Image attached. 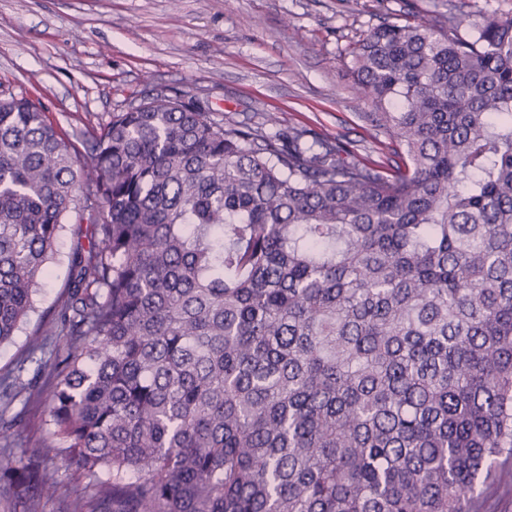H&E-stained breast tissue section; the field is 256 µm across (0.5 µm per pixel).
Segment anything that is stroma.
<instances>
[{
  "instance_id": "obj_1",
  "label": "stroma",
  "mask_w": 512,
  "mask_h": 512,
  "mask_svg": "<svg viewBox=\"0 0 512 512\" xmlns=\"http://www.w3.org/2000/svg\"><path fill=\"white\" fill-rule=\"evenodd\" d=\"M449 0H0V94L40 103L79 143L127 102L163 92L217 121L275 118L382 160L369 104L352 86L350 45L380 21H428ZM84 239L59 238L52 276L0 374L27 357L26 335L55 309Z\"/></svg>"
}]
</instances>
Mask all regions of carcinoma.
<instances>
[{
    "label": "carcinoma",
    "mask_w": 512,
    "mask_h": 512,
    "mask_svg": "<svg viewBox=\"0 0 512 512\" xmlns=\"http://www.w3.org/2000/svg\"><path fill=\"white\" fill-rule=\"evenodd\" d=\"M348 55L378 166L162 94L81 153L0 98V346L67 224L88 240L27 339L59 337L45 385L0 376L49 434L0 450L1 499L41 512L58 461L95 512H475L512 460V19L384 21Z\"/></svg>",
    "instance_id": "obj_1"
}]
</instances>
